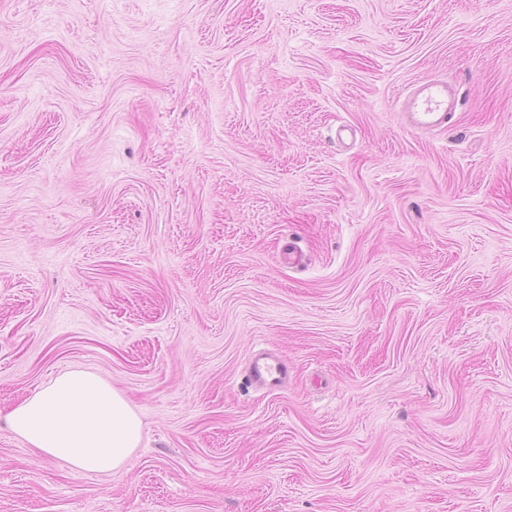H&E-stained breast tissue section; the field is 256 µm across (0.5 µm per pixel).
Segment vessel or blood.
Listing matches in <instances>:
<instances>
[{
	"label": "vessel or blood",
	"instance_id": "b4317fda",
	"mask_svg": "<svg viewBox=\"0 0 512 512\" xmlns=\"http://www.w3.org/2000/svg\"><path fill=\"white\" fill-rule=\"evenodd\" d=\"M458 105L453 87L444 80H426L417 85L404 101L409 125L417 131L446 126ZM251 383L258 389L274 392L288 381L285 361L271 354H255L248 366Z\"/></svg>",
	"mask_w": 512,
	"mask_h": 512
}]
</instances>
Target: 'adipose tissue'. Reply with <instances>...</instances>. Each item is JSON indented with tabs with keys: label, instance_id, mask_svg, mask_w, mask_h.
Wrapping results in <instances>:
<instances>
[{
	"label": "adipose tissue",
	"instance_id": "obj_1",
	"mask_svg": "<svg viewBox=\"0 0 512 512\" xmlns=\"http://www.w3.org/2000/svg\"><path fill=\"white\" fill-rule=\"evenodd\" d=\"M0 424L85 473L120 469L142 438V421L126 398L96 373L81 369L57 376L0 416Z\"/></svg>",
	"mask_w": 512,
	"mask_h": 512
}]
</instances>
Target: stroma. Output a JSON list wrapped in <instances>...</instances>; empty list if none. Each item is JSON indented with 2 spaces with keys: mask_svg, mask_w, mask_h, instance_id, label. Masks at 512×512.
<instances>
[{
  "mask_svg": "<svg viewBox=\"0 0 512 512\" xmlns=\"http://www.w3.org/2000/svg\"><path fill=\"white\" fill-rule=\"evenodd\" d=\"M73 368L139 447L0 512H512V0H0V411ZM458 101L453 87L444 80H425L404 100L409 125L417 131H430L448 125ZM288 372V364L283 359L266 352L255 354L248 366L251 383L265 392L283 388L288 381Z\"/></svg>",
  "mask_w": 512,
  "mask_h": 512,
  "instance_id": "stroma-1",
  "label": "stroma"
}]
</instances>
